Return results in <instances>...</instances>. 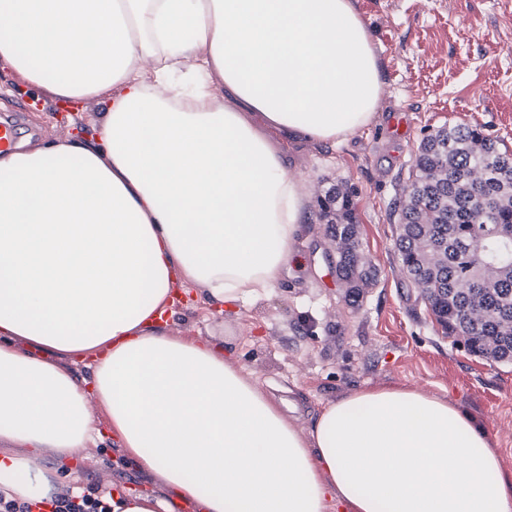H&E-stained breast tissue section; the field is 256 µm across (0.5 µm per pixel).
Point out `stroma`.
<instances>
[{
  "instance_id": "stroma-1",
  "label": "stroma",
  "mask_w": 512,
  "mask_h": 512,
  "mask_svg": "<svg viewBox=\"0 0 512 512\" xmlns=\"http://www.w3.org/2000/svg\"><path fill=\"white\" fill-rule=\"evenodd\" d=\"M380 58L378 119L337 145L292 148L288 173L307 194L300 267L273 292L234 314L197 293L182 296L168 331L209 338L260 384L285 389L308 427L320 409L353 390L406 386L470 412L512 466V364L475 357L445 336L395 250L396 202L404 198L421 141L438 128L477 127L512 155V0H356ZM105 106L85 111L45 102L0 69V114L31 143L85 133ZM408 114L397 133L392 117ZM352 192L360 253L374 283L350 297L336 276V251L320 218L332 188ZM61 490L124 495L152 491L103 431L94 450L56 463Z\"/></svg>"
}]
</instances>
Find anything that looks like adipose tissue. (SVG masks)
<instances>
[{
  "mask_svg": "<svg viewBox=\"0 0 512 512\" xmlns=\"http://www.w3.org/2000/svg\"><path fill=\"white\" fill-rule=\"evenodd\" d=\"M1 62L50 101L108 104L89 135L0 154L1 495H52L45 455H78L103 419L202 512H512V467L457 404L361 389L302 429L164 323L178 290L231 308L291 274L289 145L378 118L355 0H0Z\"/></svg>",
  "mask_w": 512,
  "mask_h": 512,
  "instance_id": "adipose-tissue-1",
  "label": "adipose tissue"
}]
</instances>
